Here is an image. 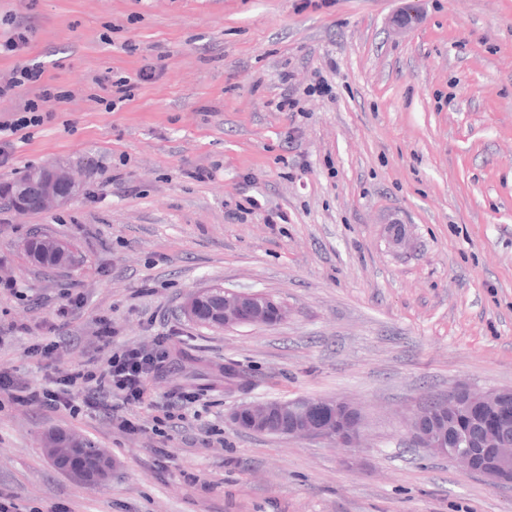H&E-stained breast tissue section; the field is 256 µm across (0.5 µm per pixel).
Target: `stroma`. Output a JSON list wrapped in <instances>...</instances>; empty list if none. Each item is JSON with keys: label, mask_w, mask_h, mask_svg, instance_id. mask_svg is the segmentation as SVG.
I'll use <instances>...</instances> for the list:
<instances>
[{"label": "stroma", "mask_w": 512, "mask_h": 512, "mask_svg": "<svg viewBox=\"0 0 512 512\" xmlns=\"http://www.w3.org/2000/svg\"><path fill=\"white\" fill-rule=\"evenodd\" d=\"M405 34L391 19L405 4ZM39 64L69 92L28 128L0 183L52 163L81 182L69 204L0 205V364L45 383L29 346L58 322L115 346L182 350L154 396L200 400L193 434L224 445L123 434L96 418L24 409L0 395V494L18 512H512V487L460 475L412 446L406 417L457 385L512 387V0H0ZM156 68L115 109L102 77ZM302 111L274 112L282 71ZM329 92L308 94L315 73ZM408 243L392 246L388 219ZM74 245L69 268L31 261L35 233ZM207 285L282 301L274 325L207 329L187 294ZM83 307L56 319L67 294ZM40 299L32 308L31 299ZM246 374L225 388L220 369ZM346 398L361 447L243 431V402ZM60 431L112 457L109 480L72 481L46 451Z\"/></svg>", "instance_id": "1"}]
</instances>
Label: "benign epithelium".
Instances as JSON below:
<instances>
[{
	"mask_svg": "<svg viewBox=\"0 0 512 512\" xmlns=\"http://www.w3.org/2000/svg\"><path fill=\"white\" fill-rule=\"evenodd\" d=\"M80 192V184L61 165H49L36 174L0 184V198L12 201L13 208L29 210L56 208L70 203ZM215 307L223 328L262 325L281 321L287 307L259 292H243L210 285L192 290L185 300L187 317L205 308ZM507 393L505 389L476 390L459 385L448 396L418 407L408 426L411 441L430 454L448 459L465 476H477L495 487L512 484V442L508 428L494 422L473 423L460 429L453 438L446 437L436 421V412L448 404L456 406L465 417L472 405L492 409ZM231 422L241 430L266 434L275 431L295 439H320L343 448H356L363 441V413L359 405L342 398L276 399L243 402L230 415ZM48 451L60 470L81 484L105 481L112 473L113 463L97 455L81 459L80 444L59 432L49 435Z\"/></svg>",
	"mask_w": 512,
	"mask_h": 512,
	"instance_id": "benign-epithelium-1",
	"label": "benign epithelium"
}]
</instances>
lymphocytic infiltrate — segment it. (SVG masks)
I'll return each mask as SVG.
<instances>
[{"label": "lymphocytic infiltrate", "instance_id": "obj_1", "mask_svg": "<svg viewBox=\"0 0 512 512\" xmlns=\"http://www.w3.org/2000/svg\"><path fill=\"white\" fill-rule=\"evenodd\" d=\"M42 71L38 65L15 67L0 79V99L15 95L18 88L38 84L35 97L24 100L14 116L0 120V167L12 160L13 138L46 118L45 102L55 99L53 88L40 86ZM114 332L108 319H99L96 345L86 365L63 370L45 386L18 381L10 369L0 367V392L15 405L30 409L64 411L71 416L89 415L125 432L152 429L158 436L182 430L186 413L198 400L197 395L181 392L163 401L151 398L149 380L169 370V353L162 342L153 347H113ZM150 410L151 419L142 417Z\"/></svg>", "mask_w": 512, "mask_h": 512}]
</instances>
